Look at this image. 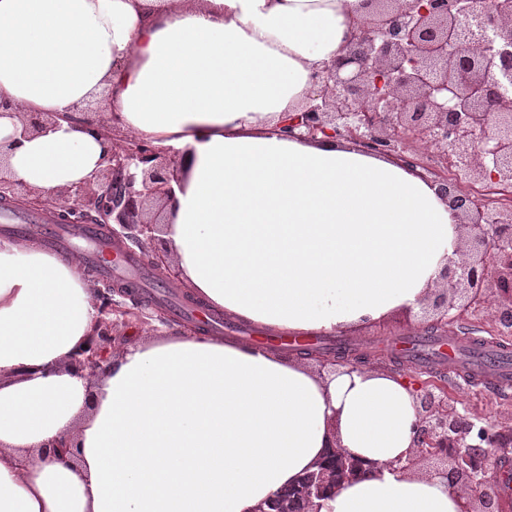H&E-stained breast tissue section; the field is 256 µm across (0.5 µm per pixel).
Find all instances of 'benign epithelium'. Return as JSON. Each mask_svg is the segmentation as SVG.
<instances>
[{"instance_id": "7a95c632", "label": "benign epithelium", "mask_w": 512, "mask_h": 512, "mask_svg": "<svg viewBox=\"0 0 512 512\" xmlns=\"http://www.w3.org/2000/svg\"><path fill=\"white\" fill-rule=\"evenodd\" d=\"M368 18L355 27L344 53L313 73V89L301 111L275 128L296 140L323 136L351 141L362 149L391 156L415 167L404 154L406 136L428 143L440 159H451L470 183L512 186V0H365ZM103 90L82 111L97 117L88 125L109 124L99 105ZM52 123L47 114L28 113L22 135H36ZM8 145L0 142V200H17L32 210L42 207L31 187L7 175ZM96 185L80 184L55 201L62 224H80L97 213L119 242L147 254L164 277L177 275L161 238L172 182L179 181L175 161L146 142L130 141L112 126V146L104 150ZM443 201L455 210L461 231L460 260H449L436 290L421 305L430 327L444 329L462 313L483 303L486 294L500 299L496 322L512 335V205L487 208L468 192L434 173ZM102 317L75 365L92 373L107 361L115 342L114 313L127 314L107 292L98 291ZM419 457L437 460L435 471L452 490L480 489L488 471L476 449L487 445L492 456L512 451V439L493 434L455 407L443 390L426 383L417 394ZM462 512H496L485 492L466 501Z\"/></svg>"}]
</instances>
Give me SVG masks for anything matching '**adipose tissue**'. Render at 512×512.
<instances>
[{"label": "adipose tissue", "instance_id": "1", "mask_svg": "<svg viewBox=\"0 0 512 512\" xmlns=\"http://www.w3.org/2000/svg\"><path fill=\"white\" fill-rule=\"evenodd\" d=\"M365 17L363 0H0L10 175L47 203L92 182L108 139L76 106L105 88L124 133L177 157L165 238L180 287L277 332L418 310L460 245L437 185L274 131ZM26 112L54 122L21 137ZM99 317L78 256L0 239V512H259L336 452L362 473L310 512H460L474 496L397 471L420 420L403 375L321 374L204 334L133 342L77 373ZM52 439L76 459L48 457Z\"/></svg>", "mask_w": 512, "mask_h": 512}]
</instances>
